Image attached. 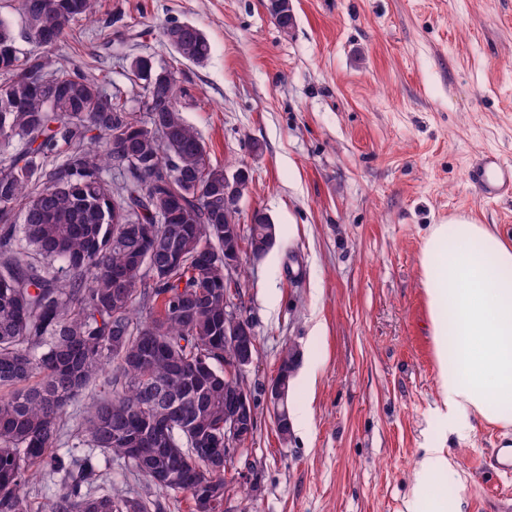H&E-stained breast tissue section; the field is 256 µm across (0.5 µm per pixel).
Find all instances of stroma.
<instances>
[{"label":"stroma","mask_w":512,"mask_h":512,"mask_svg":"<svg viewBox=\"0 0 512 512\" xmlns=\"http://www.w3.org/2000/svg\"><path fill=\"white\" fill-rule=\"evenodd\" d=\"M282 31L267 0H96L54 49L104 90L136 89L133 57L174 67L185 119L212 163L247 168L240 221L266 212L277 243L244 263L239 303L257 337L243 379L257 429L224 512H405L422 448L443 443L439 480L463 512H504L512 472L479 468L512 429L471 420L444 433L419 258L427 228L497 225L512 245V197L467 180L487 152L512 162V0H290ZM173 23L211 44L201 64L159 40ZM297 352L288 405L309 433L281 440L266 389Z\"/></svg>","instance_id":"stroma-1"}]
</instances>
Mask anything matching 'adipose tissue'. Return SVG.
Wrapping results in <instances>:
<instances>
[{"instance_id": "obj_1", "label": "adipose tissue", "mask_w": 512, "mask_h": 512, "mask_svg": "<svg viewBox=\"0 0 512 512\" xmlns=\"http://www.w3.org/2000/svg\"><path fill=\"white\" fill-rule=\"evenodd\" d=\"M421 286L431 315L439 414L446 432L464 419L512 426V246L492 224L456 219L430 225L420 255ZM455 477L446 448L424 449L407 512H463L435 485Z\"/></svg>"}]
</instances>
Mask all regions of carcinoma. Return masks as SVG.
<instances>
[{"instance_id":"cac0c4a2","label":"carcinoma","mask_w":512,"mask_h":512,"mask_svg":"<svg viewBox=\"0 0 512 512\" xmlns=\"http://www.w3.org/2000/svg\"><path fill=\"white\" fill-rule=\"evenodd\" d=\"M94 8L19 0L29 25L0 20V45L40 48L0 54V512H32L35 468L59 484L42 512H164L172 494L188 512H215L224 399L244 390L224 374L236 356L224 343V225L240 214L224 210V167L184 118L181 87L145 77L135 109L50 62L47 83L31 82ZM161 40L182 60L210 55L196 26L169 25ZM118 141L142 168L114 187ZM162 210L170 221L154 223ZM262 214L240 235L254 260L271 247ZM128 217L144 231L120 234ZM82 397L89 415L68 430L67 406ZM104 459L140 488L98 493L111 481Z\"/></svg>"}]
</instances>
